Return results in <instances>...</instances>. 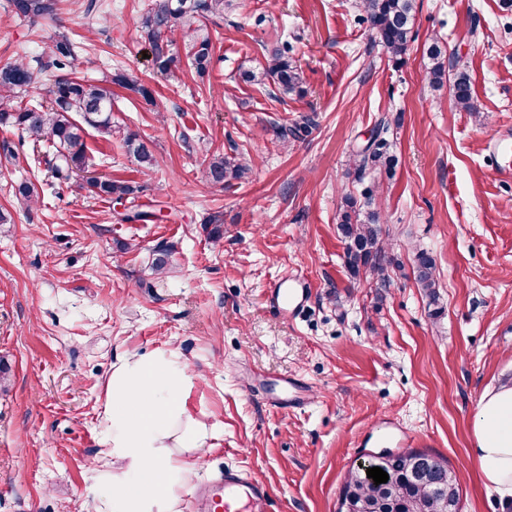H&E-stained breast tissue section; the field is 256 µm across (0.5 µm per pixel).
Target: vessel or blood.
I'll list each match as a JSON object with an SVG mask.
<instances>
[{
    "label": "vessel or blood",
    "instance_id": "b4317fda",
    "mask_svg": "<svg viewBox=\"0 0 512 512\" xmlns=\"http://www.w3.org/2000/svg\"><path fill=\"white\" fill-rule=\"evenodd\" d=\"M499 160L497 171L512 175V137L502 136L493 144ZM300 292L279 282L270 292L271 300L283 313H290L299 305ZM208 512H273V501L264 484L236 469H227L213 477L200 489Z\"/></svg>",
    "mask_w": 512,
    "mask_h": 512
}]
</instances>
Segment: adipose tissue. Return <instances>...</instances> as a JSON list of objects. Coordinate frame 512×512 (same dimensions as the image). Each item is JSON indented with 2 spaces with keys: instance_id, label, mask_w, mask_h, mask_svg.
Wrapping results in <instances>:
<instances>
[{
  "instance_id": "obj_1",
  "label": "adipose tissue",
  "mask_w": 512,
  "mask_h": 512,
  "mask_svg": "<svg viewBox=\"0 0 512 512\" xmlns=\"http://www.w3.org/2000/svg\"><path fill=\"white\" fill-rule=\"evenodd\" d=\"M195 381L189 360L173 349L127 353L113 364L97 422L107 461L96 469L111 495L94 512H182L215 434L187 407ZM473 438L470 456L482 479L512 501V385L483 395Z\"/></svg>"
}]
</instances>
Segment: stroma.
I'll list each match as a JSON object with an SVG mask.
<instances>
[{
    "mask_svg": "<svg viewBox=\"0 0 512 512\" xmlns=\"http://www.w3.org/2000/svg\"><path fill=\"white\" fill-rule=\"evenodd\" d=\"M60 0L58 22L34 25L0 0V65L44 55L56 33L88 38L71 76L137 73L165 106L112 88L105 137L88 130L97 174L139 186L157 221H123V206L51 186L42 152L0 127V512H89L109 486L95 478L105 383L127 352L173 348L197 376L187 403L217 431L194 480L234 468L264 482L277 512H336L345 478L369 452L416 449L447 459L462 512H503L469 458L483 394L512 382V177L492 142L512 134V9L502 0H417L414 40L393 61L362 23L361 0H248L206 23L205 75L176 43L157 73L141 37L147 0ZM439 40L466 66L474 111L433 88L426 49ZM293 47L302 95L280 100L261 71L276 42ZM388 121L391 170L360 175L352 154ZM306 126L281 141L282 127ZM148 142L141 167L124 133ZM250 165L219 188L206 151ZM30 179L27 205L12 187ZM368 199L390 242L392 282L352 283L336 214ZM224 220L210 238V215ZM167 246L170 277L151 271ZM434 259L439 288L415 281V252ZM302 276L307 302L280 313L268 290ZM295 378L302 408L267 391Z\"/></svg>",
    "mask_w": 512,
    "mask_h": 512,
    "instance_id": "35a3bbf8",
    "label": "stroma"
}]
</instances>
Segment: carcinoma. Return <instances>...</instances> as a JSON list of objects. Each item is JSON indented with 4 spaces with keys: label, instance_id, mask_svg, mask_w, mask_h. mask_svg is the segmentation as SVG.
<instances>
[{
    "label": "carcinoma",
    "instance_id": "carcinoma-1",
    "mask_svg": "<svg viewBox=\"0 0 512 512\" xmlns=\"http://www.w3.org/2000/svg\"><path fill=\"white\" fill-rule=\"evenodd\" d=\"M363 20L394 60L402 59L413 40L412 21L416 0H361ZM11 12L31 22L57 20L58 0H10ZM224 16V0H151L142 18V32L148 42L153 60L160 73L170 71L173 61L172 45L181 38L200 74L206 73L211 60V40L200 19ZM291 46L284 42L269 51L267 64L259 74L243 72L244 82L262 84L272 82L284 95L303 92L302 77L298 66L289 56ZM428 75L434 87L449 83L455 106L465 112L473 110L469 74L462 65L448 74L446 51L435 42L427 49ZM76 59L74 46L67 37L55 41L51 58L47 62L36 60V65L16 61L0 67V125L13 127L21 137L29 138L33 145L45 148L52 155V177L68 181L72 175L95 166L94 156L85 143L86 128L112 136V85L116 84L140 95L155 108L160 104L152 91L133 72H118L92 84L65 75L59 76L49 94V106H28L20 94L40 83V74L48 68L61 71ZM388 123L380 121L377 137L357 150L350 159L355 172L390 169L394 158L388 144L380 134L387 132ZM127 150L144 168L156 166L151 149L127 133L123 137ZM249 166L232 156H215L207 166L208 181L218 187L246 177ZM77 187L93 196L117 204H132L124 214V221L149 222L154 213L135 204L139 188L110 178H94ZM338 229L346 244L344 264L351 279L366 272L381 285L389 282L386 244L378 217L374 212L361 213L357 201L345 199L337 215ZM417 280L424 291L433 294L439 287L434 276L433 259L424 251L418 253ZM413 451L405 450L385 468L389 480L379 485L355 469L349 472L344 490L355 498L372 505V512H460L459 488L446 460L438 455L423 453V472L418 474L410 465Z\"/></svg>",
    "mask_w": 512,
    "mask_h": 512
}]
</instances>
